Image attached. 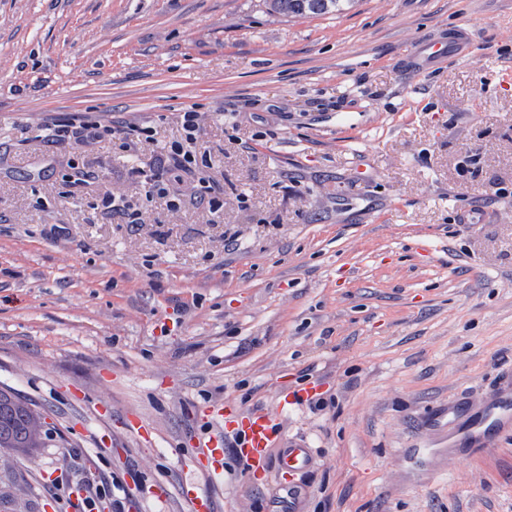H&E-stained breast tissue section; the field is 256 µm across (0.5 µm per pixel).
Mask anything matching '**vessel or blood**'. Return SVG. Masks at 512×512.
<instances>
[{
	"instance_id": "b4317fda",
	"label": "vessel or blood",
	"mask_w": 512,
	"mask_h": 512,
	"mask_svg": "<svg viewBox=\"0 0 512 512\" xmlns=\"http://www.w3.org/2000/svg\"><path fill=\"white\" fill-rule=\"evenodd\" d=\"M452 52L451 41L429 39L420 44L417 52L410 57L409 66L415 71H425L428 64L446 62ZM224 422V434H235L240 443L237 453L251 468L266 470L276 468L292 474L300 473L313 464L310 448L294 443L281 449L277 458H270L269 450L278 437V427L265 411L254 410L238 416L231 412L220 415ZM433 424L447 430L448 451L456 453L458 448L467 447L477 451L483 448L485 437L492 432L512 430V374L504 375L485 399L480 412L467 423H460L456 410L437 415ZM195 458L203 464L205 472L221 474L224 471V446L221 437H210L198 443Z\"/></svg>"
}]
</instances>
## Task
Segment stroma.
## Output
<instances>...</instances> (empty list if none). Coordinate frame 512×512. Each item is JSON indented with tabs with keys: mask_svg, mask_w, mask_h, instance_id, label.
Masks as SVG:
<instances>
[{
	"mask_svg": "<svg viewBox=\"0 0 512 512\" xmlns=\"http://www.w3.org/2000/svg\"><path fill=\"white\" fill-rule=\"evenodd\" d=\"M467 29L430 73L417 44ZM224 192L143 205L179 112ZM154 139L57 144L63 118ZM93 172L64 193L71 165ZM142 204L124 223L101 191ZM246 195L240 207L238 195ZM512 372V0H0V389L44 416L0 448V512H67L94 468L123 512H512V434L443 454L433 413ZM310 381L328 402L280 408ZM263 408L315 463L291 478L193 466L203 408ZM167 490L152 497L154 487ZM351 0H269V10L282 18H317L338 15ZM199 183L201 185L200 188V200L206 203V208L208 212L217 219L224 218V193L220 191H216L212 189L209 185L202 186L203 183H206L205 179L201 177L199 179ZM204 189V191L202 190Z\"/></svg>",
	"mask_w": 512,
	"mask_h": 512,
	"instance_id": "obj_1",
	"label": "stroma"
}]
</instances>
